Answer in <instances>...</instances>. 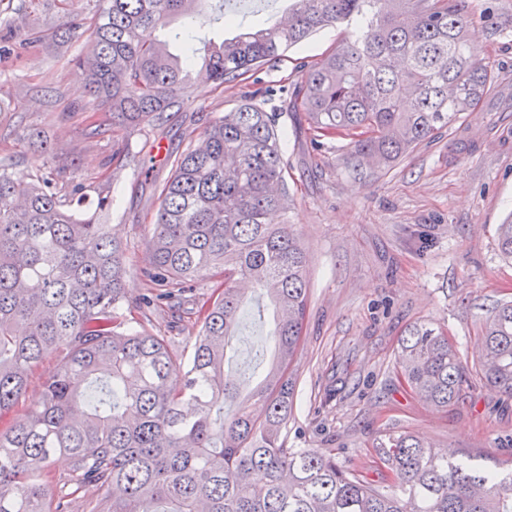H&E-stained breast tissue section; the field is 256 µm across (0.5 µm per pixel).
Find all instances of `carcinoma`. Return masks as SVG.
I'll use <instances>...</instances> for the list:
<instances>
[{
	"label": "carcinoma",
	"mask_w": 512,
	"mask_h": 512,
	"mask_svg": "<svg viewBox=\"0 0 512 512\" xmlns=\"http://www.w3.org/2000/svg\"><path fill=\"white\" fill-rule=\"evenodd\" d=\"M214 0H107L91 23L93 50L78 58L91 98L112 117L95 137L161 124L181 107L201 65L220 88L281 59L329 26L347 36L296 68L286 110L307 122L310 144L340 137L353 174L389 171L451 130L500 83L479 54L482 0H289L277 18L178 57L155 38L172 17L204 15ZM288 163L277 115L246 100L210 121L203 143L174 156L155 187L146 243L143 312L209 281L184 311L199 325L192 351L138 330L126 303L125 250L95 214L72 211L49 176L0 162V415L25 393L42 358L43 400L0 429V512H74L88 486L106 489L91 512H512V471L480 469L415 434H385L374 447L377 479L344 470L321 448L285 447L293 402L288 375L303 335L307 258L288 224ZM497 247L512 258V218ZM273 308L272 362L236 403L227 350L247 294ZM481 355L464 366L448 331L415 323L395 356L398 382L448 409L471 376L512 397V301L480 326ZM72 460L69 481L44 490L51 460Z\"/></svg>",
	"instance_id": "obj_1"
}]
</instances>
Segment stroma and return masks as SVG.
I'll list each match as a JSON object with an SVG mask.
<instances>
[{
    "label": "stroma",
    "mask_w": 512,
    "mask_h": 512,
    "mask_svg": "<svg viewBox=\"0 0 512 512\" xmlns=\"http://www.w3.org/2000/svg\"><path fill=\"white\" fill-rule=\"evenodd\" d=\"M499 29L482 41L505 81L469 113L457 130L420 146L378 177L354 179L336 140L311 149L302 125L282 116L291 170L286 215L307 255L309 303L290 371L294 409L285 429L290 448H329L345 469L372 473L382 435L411 432L487 469H512V398L474 384L467 399L437 409L406 393L394 374L398 339L410 324L431 320L447 329L464 363L479 355L480 321L498 302L512 300V262L499 252L498 224L512 214V0H486ZM101 0H0V46L19 45L0 63V160L20 173L49 174L66 161L67 176L83 188L75 212H98L127 248L125 314L151 333L172 335L190 350L196 330L176 332L167 308L141 316L134 303L145 285L140 270L158 208L153 185L171 174L170 155L198 144L207 123L234 111L258 85L259 98L281 113L298 62L321 57L343 36L326 28L287 50L256 78L224 88L193 84L183 108L159 125L127 135L121 162L111 136L89 137L98 118L88 111L85 76L73 60L91 40L79 30L63 44L71 20L91 21ZM228 30L211 18L172 21L156 37L180 53L181 37L221 43ZM111 205L98 211L101 197ZM271 325L248 301L227 365L240 393L258 381L271 356Z\"/></svg>",
    "instance_id": "35a3bbf8"
}]
</instances>
